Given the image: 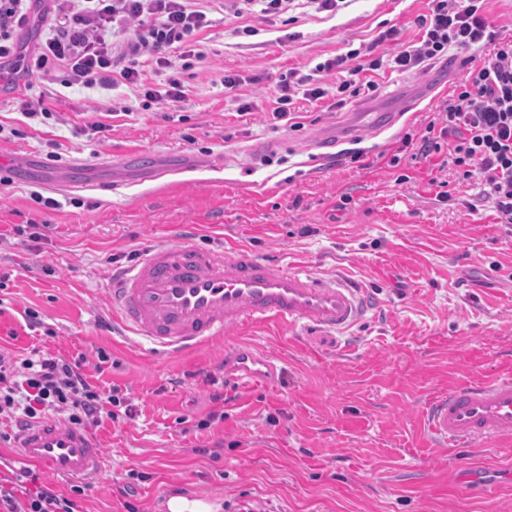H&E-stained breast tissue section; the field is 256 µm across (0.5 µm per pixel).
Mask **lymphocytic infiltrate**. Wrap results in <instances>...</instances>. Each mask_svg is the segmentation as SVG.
<instances>
[{"label":"lymphocytic infiltrate","instance_id":"f902f5d3","mask_svg":"<svg viewBox=\"0 0 512 512\" xmlns=\"http://www.w3.org/2000/svg\"><path fill=\"white\" fill-rule=\"evenodd\" d=\"M53 18L43 39L30 54L19 52L16 34L28 24L30 0H0V61L26 78H60L64 87H111L114 76L155 98L143 84L141 59L153 52L163 68L172 62L166 52L185 46L197 56L192 37L209 21L202 0H54ZM485 0H432L429 15L419 18V42L392 60L394 69L409 71L456 51L465 54L467 71L448 100L440 119L430 120L421 137L424 154L447 151L463 180H478L479 198L489 203L500 223L512 224V37L501 36L488 20ZM485 58H478L481 49ZM357 51L317 65L315 74L283 80L274 120L296 129L295 96L316 102L326 95L319 73L336 71L343 79L338 92L360 98L378 88L371 74L382 68V57L358 62ZM355 66H348V59ZM119 387L101 390L88 380L81 361L31 351L19 358L0 352V414L24 422L55 413L76 426L98 424L113 417ZM84 486L63 494L39 483L28 467L5 464L0 469V512H77Z\"/></svg>","mask_w":512,"mask_h":512}]
</instances>
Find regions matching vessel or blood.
Listing matches in <instances>:
<instances>
[{"label":"vessel or blood","mask_w":512,"mask_h":512,"mask_svg":"<svg viewBox=\"0 0 512 512\" xmlns=\"http://www.w3.org/2000/svg\"><path fill=\"white\" fill-rule=\"evenodd\" d=\"M112 319L161 353L196 349L225 330L244 326H313L341 330L367 310L362 286L325 278L279 259L229 244L146 249L133 266L116 268L110 282ZM234 381H272L274 356L236 347ZM423 425L448 448L512 444V372L436 393ZM19 460L62 477L95 479L104 454L88 432L57 419L26 422L15 445Z\"/></svg>","instance_id":"b4317fda"}]
</instances>
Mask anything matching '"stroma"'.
Wrapping results in <instances>:
<instances>
[{"label":"stroma","instance_id":"35a3bbf8","mask_svg":"<svg viewBox=\"0 0 512 512\" xmlns=\"http://www.w3.org/2000/svg\"><path fill=\"white\" fill-rule=\"evenodd\" d=\"M430 0H341L333 11L293 0L279 15L235 18L212 0L201 39L206 56L184 72L176 102H142L128 86L66 88L29 81L0 90V168L17 153L55 167L81 160L83 183L37 179L0 184V346L86 357L94 385L119 386L132 416L93 428L103 476L80 512H163L179 492L259 512H512V447L438 448L421 412L448 386L512 370V224L476 203L474 184L434 167L404 135L419 137L462 79V55L416 73L382 68L371 95L336 108L300 101V128L270 114L290 71L309 73L339 54L374 47L390 58L419 40ZM239 76L238 89L224 87ZM44 98L52 114L31 122L21 99ZM109 124L92 132L91 122ZM145 152L194 165L166 180L112 167ZM449 190L452 201L437 198ZM40 192L59 206L47 209ZM44 225L39 243L18 224ZM318 275L361 282L378 303L349 330L241 326L177 357L133 333L112 331L113 267L150 247L226 242ZM43 329L30 330L26 310ZM246 342L276 356L275 382H226L224 354ZM107 361H99V352ZM225 397L224 419L199 428ZM150 473L134 496L130 470ZM496 482L480 493L464 476Z\"/></svg>","mask_w":512,"mask_h":512}]
</instances>
